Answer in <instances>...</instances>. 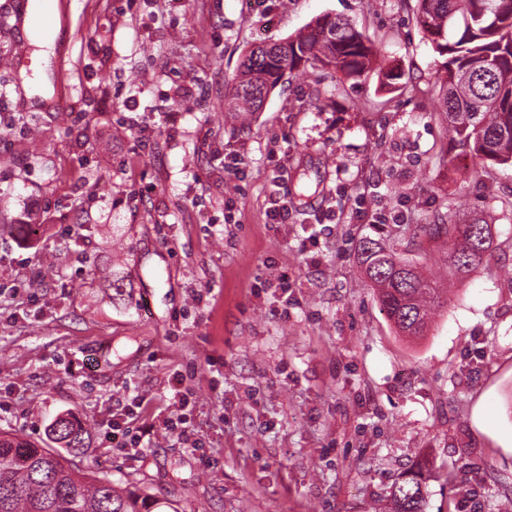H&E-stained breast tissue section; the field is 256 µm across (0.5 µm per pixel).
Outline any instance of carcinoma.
I'll return each instance as SVG.
<instances>
[{"instance_id":"obj_1","label":"carcinoma","mask_w":512,"mask_h":512,"mask_svg":"<svg viewBox=\"0 0 512 512\" xmlns=\"http://www.w3.org/2000/svg\"><path fill=\"white\" fill-rule=\"evenodd\" d=\"M419 20L431 35L441 62V106L452 140L482 166H512V0H419ZM374 45L349 20L323 15L306 31L250 49L225 96V114L245 120L261 111L287 73L329 69L358 78L369 68ZM414 235L448 244L454 278L477 268L491 246L490 227L475 220L418 224ZM358 263L396 332L424 337L443 289L429 281L419 263L394 255L374 239L359 245ZM49 436L67 448L84 445L82 424L57 418ZM422 466L392 485L389 512H424ZM152 497L121 491L105 478L80 479L49 449L27 447L0 433V512H152Z\"/></svg>"}]
</instances>
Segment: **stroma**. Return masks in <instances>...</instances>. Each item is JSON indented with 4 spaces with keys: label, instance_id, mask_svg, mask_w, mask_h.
<instances>
[{
    "label": "stroma",
    "instance_id": "obj_1",
    "mask_svg": "<svg viewBox=\"0 0 512 512\" xmlns=\"http://www.w3.org/2000/svg\"><path fill=\"white\" fill-rule=\"evenodd\" d=\"M57 4L30 107L8 60L32 42L19 0H0V431L49 449L76 415L85 445L62 454L77 471L180 512H386L418 463L425 512H499L512 167L451 141L418 0ZM324 14L375 42L370 72L293 73L248 124L227 121L242 55ZM301 170L316 193L269 223ZM444 213L494 243L410 342L357 250L370 237L445 278L447 247L409 233ZM180 384L192 446L163 424ZM116 427L140 445L112 443Z\"/></svg>",
    "mask_w": 512,
    "mask_h": 512
}]
</instances>
